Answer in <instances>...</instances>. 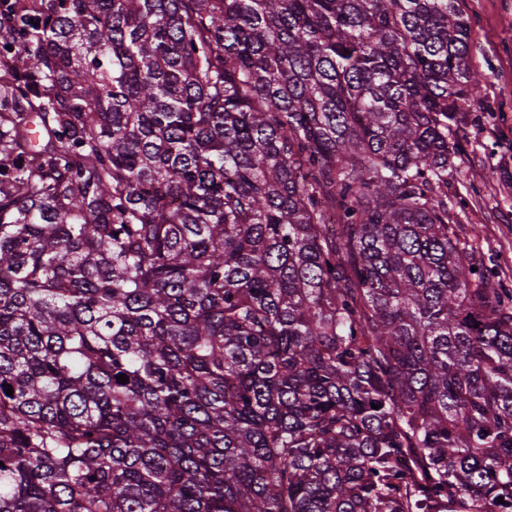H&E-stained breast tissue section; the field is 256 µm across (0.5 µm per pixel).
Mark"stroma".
I'll return each instance as SVG.
<instances>
[{"instance_id":"obj_1","label":"stroma","mask_w":512,"mask_h":512,"mask_svg":"<svg viewBox=\"0 0 512 512\" xmlns=\"http://www.w3.org/2000/svg\"><path fill=\"white\" fill-rule=\"evenodd\" d=\"M458 4L472 21L470 66L484 80L448 174L451 222L460 237L491 244L493 280L512 288V0Z\"/></svg>"}]
</instances>
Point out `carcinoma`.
<instances>
[{
    "label": "carcinoma",
    "mask_w": 512,
    "mask_h": 512,
    "mask_svg": "<svg viewBox=\"0 0 512 512\" xmlns=\"http://www.w3.org/2000/svg\"><path fill=\"white\" fill-rule=\"evenodd\" d=\"M471 32L3 0L0 512H512V288L449 224Z\"/></svg>",
    "instance_id": "cac0c4a2"
}]
</instances>
